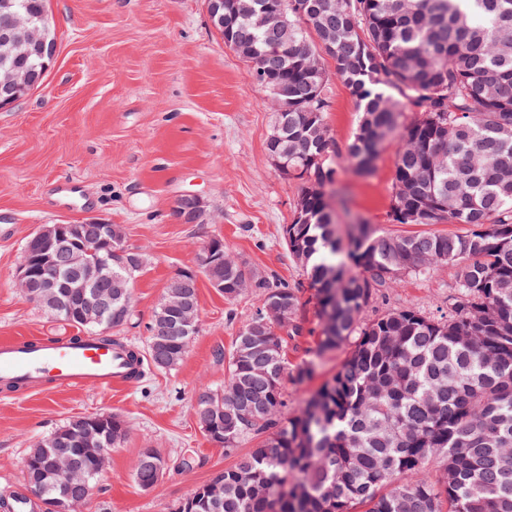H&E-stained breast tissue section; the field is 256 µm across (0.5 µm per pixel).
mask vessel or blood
<instances>
[{"label": "vessel or blood", "instance_id": "b4317fda", "mask_svg": "<svg viewBox=\"0 0 512 512\" xmlns=\"http://www.w3.org/2000/svg\"><path fill=\"white\" fill-rule=\"evenodd\" d=\"M144 358L119 340L96 336H27L0 342V386L40 392L45 388L98 385L122 388L141 376Z\"/></svg>", "mask_w": 512, "mask_h": 512}]
</instances>
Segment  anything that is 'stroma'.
Masks as SVG:
<instances>
[{"label": "stroma", "mask_w": 512, "mask_h": 512, "mask_svg": "<svg viewBox=\"0 0 512 512\" xmlns=\"http://www.w3.org/2000/svg\"><path fill=\"white\" fill-rule=\"evenodd\" d=\"M47 9L57 52L45 82L0 110V340L74 335L25 298L14 275L26 241L42 225L99 220L122 225L126 245L144 258L131 316L115 337L146 349L168 281L196 269L200 248L218 236L250 268L299 287L309 333L287 352L289 364L298 363L321 329L315 290L282 239L299 183L271 161V96L225 47L207 0H48ZM327 90V122L342 145L356 130L359 108L340 81L330 80ZM394 166L388 145L369 175H340L346 207L336 212L339 224L360 216L379 231L404 232L388 221ZM189 193L207 201V223L186 224L176 214V199ZM453 282L448 266L408 276L386 291L383 304L444 313ZM259 297L250 288L229 302L199 278V331L181 363L147 369L123 390L0 394V496L24 487V460L38 441L83 415L112 414L127 427L86 512H171L212 473L233 466L255 437L225 453L203 434L194 406L201 390H223L225 362L216 352L230 349ZM345 355L342 348L326 353L312 379L285 382L287 411L329 379ZM144 448L168 462L148 490L133 478Z\"/></svg>", "instance_id": "1"}]
</instances>
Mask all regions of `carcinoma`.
<instances>
[{
  "label": "carcinoma",
  "mask_w": 512,
  "mask_h": 512,
  "mask_svg": "<svg viewBox=\"0 0 512 512\" xmlns=\"http://www.w3.org/2000/svg\"><path fill=\"white\" fill-rule=\"evenodd\" d=\"M282 0H226L224 46L246 60L264 53L257 84L277 107L279 139L268 154L288 176L331 190L341 170L370 172L393 132L395 173L391 224H460L464 231L380 233L372 224L336 234L335 213L309 201L304 221L292 220L284 243L315 289L320 336L288 366V342L305 334L299 288L271 281L224 254L199 265L224 298L248 280L261 289L259 306L238 331L228 355L224 391L203 390L198 420L223 407V447L262 435L230 468L209 479L224 486L219 507L200 489L173 512H512V0H294L278 30L253 26L254 10ZM326 51L333 71L309 58ZM340 80L361 112L349 143L330 136L326 87ZM412 117L404 119V113ZM121 225L107 260L112 276L133 279L137 254ZM455 268L448 313L413 306L366 310L403 277ZM194 307L197 276L174 277L166 294ZM275 300L285 327L265 321ZM122 312L110 323L85 324L74 300L51 313L77 329L108 337L127 322L131 296L112 297ZM160 303L148 327V358L160 371L183 360L190 337ZM343 345L336 370L305 403L282 411L283 384L310 380L321 357ZM112 416L104 437L125 438ZM139 486L154 480L143 456L133 466ZM0 512H42L15 491Z\"/></svg>",
  "instance_id": "1"
}]
</instances>
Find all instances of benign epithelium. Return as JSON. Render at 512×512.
<instances>
[{
  "label": "benign epithelium",
  "mask_w": 512,
  "mask_h": 512,
  "mask_svg": "<svg viewBox=\"0 0 512 512\" xmlns=\"http://www.w3.org/2000/svg\"><path fill=\"white\" fill-rule=\"evenodd\" d=\"M56 52V37L50 22L36 21L24 12L16 0H0V85L11 91L0 96V110L37 88L43 81ZM176 204H188L195 211L198 222L207 220V203L197 194H185ZM78 230L76 224H45L35 234L38 254L26 253L20 260L15 283L18 288H28L34 278L42 280L46 294L54 308H62L64 302L55 292L58 281L61 252H66L67 265L74 273L70 287L76 289L92 306L95 320L100 322L112 318V291L100 293L94 289L100 269H88L89 257L97 254L99 244L90 242L70 248L66 242ZM74 441L93 449L95 470L85 474L68 462L54 463L51 475L54 481L68 488V492L54 498L50 512H83L91 498L94 483L90 478L102 473L108 448L99 447L98 418L83 416L77 419L72 431Z\"/></svg>",
  "instance_id": "7a95c632"
}]
</instances>
